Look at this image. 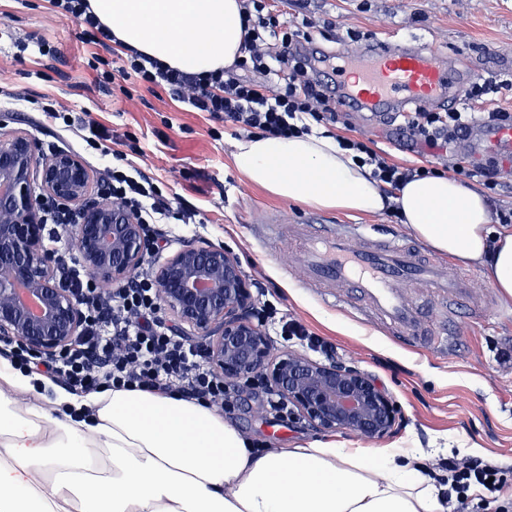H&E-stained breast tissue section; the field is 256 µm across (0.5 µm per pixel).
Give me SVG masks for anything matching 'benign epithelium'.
<instances>
[{
	"mask_svg": "<svg viewBox=\"0 0 512 512\" xmlns=\"http://www.w3.org/2000/svg\"><path fill=\"white\" fill-rule=\"evenodd\" d=\"M73 218L78 262L99 281L120 286L142 265L145 240L135 215L92 196V174L76 154L40 161L24 133H0V353L16 344L43 356L71 348L84 332L61 265L44 249L36 200ZM161 306L178 329L200 338L212 370L224 379L262 378L269 391L321 431L382 438L398 425L393 397L359 369L274 352L253 317L251 285L222 245H183L156 272Z\"/></svg>",
	"mask_w": 512,
	"mask_h": 512,
	"instance_id": "benign-epithelium-1",
	"label": "benign epithelium"
}]
</instances>
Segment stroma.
Listing matches in <instances>:
<instances>
[{
  "label": "stroma",
  "instance_id": "1",
  "mask_svg": "<svg viewBox=\"0 0 512 512\" xmlns=\"http://www.w3.org/2000/svg\"><path fill=\"white\" fill-rule=\"evenodd\" d=\"M267 13L289 28L310 32L326 51L347 45L397 48L420 42L475 72L461 84L460 105L483 118L488 112L512 113V0H263ZM43 38L59 54L50 59L31 53L16 60L14 43ZM90 51L82 29L53 11L49 0H0V131L28 134L41 157L60 151L78 154L102 181L114 152L153 175L198 208L196 224H175L172 254L185 243L224 245L240 262L253 291L254 307L268 304L278 315L298 320L319 338L273 337L276 350H293L316 361L334 360L358 367L382 384L399 406L393 435L372 438L336 433L339 442L366 448L423 449L427 465L445 455L474 456L512 465V305L504 304L482 270L448 261L449 272L463 275L471 288L468 303L450 321L448 345L441 350L401 343L372 314L363 299L348 295L336 302L328 289L311 288L286 274L281 264L302 243L306 224L361 227L372 238L411 240L402 222L389 214L349 217L275 199L248 184L233 168L230 142L238 136L229 123L200 112L181 110L161 89L151 91L133 79H105L119 47L101 51V70L87 68ZM483 93L472 96L473 85ZM57 108L85 112L105 136L103 150L90 148L76 130L52 133L35 122L29 104L39 97ZM406 114L373 118L340 109L328 132L363 142L388 162L426 167L443 175L471 171L469 187L482 188V173L498 172L488 193L491 206L512 208V172L492 147L474 150L468 139L442 147L412 140L403 127ZM269 392L259 381L240 384L230 394L225 418L251 436L260 448H290L323 438V431L298 421H281L268 406Z\"/></svg>",
  "mask_w": 512,
  "mask_h": 512
}]
</instances>
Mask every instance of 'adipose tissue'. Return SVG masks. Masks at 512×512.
I'll return each mask as SVG.
<instances>
[{
    "label": "adipose tissue",
    "instance_id": "obj_1",
    "mask_svg": "<svg viewBox=\"0 0 512 512\" xmlns=\"http://www.w3.org/2000/svg\"><path fill=\"white\" fill-rule=\"evenodd\" d=\"M122 47L190 74L243 58L242 0H88ZM232 163L273 197L353 216L397 208L439 254L479 266L512 304V225L451 176L386 194L322 129L232 142ZM418 448L314 440L255 450L208 405L104 388L77 396L0 360V512H444Z\"/></svg>",
    "mask_w": 512,
    "mask_h": 512
}]
</instances>
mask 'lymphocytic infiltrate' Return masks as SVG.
<instances>
[{
    "mask_svg": "<svg viewBox=\"0 0 512 512\" xmlns=\"http://www.w3.org/2000/svg\"><path fill=\"white\" fill-rule=\"evenodd\" d=\"M56 11L75 20L86 41L109 48L111 31L92 14L87 0H52ZM248 57L234 65L204 75L170 68L138 53L117 59V73L135 78L148 89L160 88L190 111L232 123L239 134L259 132L288 137L310 130L311 123L334 124L338 114L327 88L308 77L310 65L299 49L300 31H280L271 18L244 9ZM261 74V81L242 77L244 69ZM274 83H265V76ZM472 116L455 109L447 115L417 113L408 125L411 137L434 146L465 133ZM342 147L364 154L373 177L391 188L414 177L428 176L424 167H404L368 150L363 143L340 138ZM106 191L113 204L135 211L148 242L147 258L159 254L168 242L170 220L192 223L194 209L180 196L164 195L156 178L125 163L106 170ZM68 286L85 309V334L76 346L57 359L33 360L24 350L12 354L14 365L34 368L59 381L77 395L104 387L177 393L187 400L224 406L231 393L229 383L208 364L202 345L188 342L163 317L157 285L149 270L137 272L131 281L107 293L85 269L71 266L65 274ZM445 473V499L464 504L473 488L499 491L504 466L484 459L440 460Z\"/></svg>",
    "mask_w": 512,
    "mask_h": 512,
    "instance_id": "lymphocytic-infiltrate-1",
    "label": "lymphocytic infiltrate"
}]
</instances>
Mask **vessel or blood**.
Wrapping results in <instances>:
<instances>
[{
  "label": "vessel or blood",
  "instance_id": "1",
  "mask_svg": "<svg viewBox=\"0 0 512 512\" xmlns=\"http://www.w3.org/2000/svg\"><path fill=\"white\" fill-rule=\"evenodd\" d=\"M317 67L329 77L340 104L355 112L381 115L407 112L430 102L441 106L455 102L451 92L455 65L443 62L425 46L351 48L320 58ZM483 140L512 154V127L484 126ZM289 270L317 288L331 283L356 289L399 339L421 340L437 349L446 346V337L440 331L422 330L420 302L404 294L403 283L422 279L438 307H456L469 294L462 280L450 275L441 262L424 256L417 246L397 238L374 245L361 234L342 232L330 224L316 225L306 234Z\"/></svg>",
  "mask_w": 512,
  "mask_h": 512
}]
</instances>
